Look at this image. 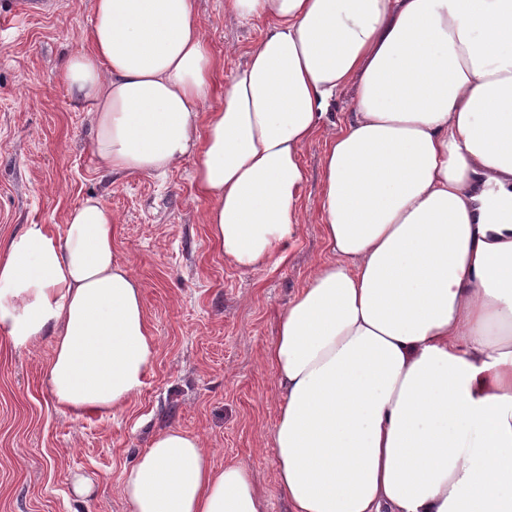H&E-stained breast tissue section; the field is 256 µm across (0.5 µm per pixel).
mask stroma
<instances>
[{"label":"stroma","instance_id":"1","mask_svg":"<svg viewBox=\"0 0 512 512\" xmlns=\"http://www.w3.org/2000/svg\"><path fill=\"white\" fill-rule=\"evenodd\" d=\"M94 0H50L22 13L0 0V245L28 224L64 233L68 210L96 196L114 215V245L142 287L157 355L122 410L76 416L51 398L42 368L50 340L14 347L0 335V512H127L123 471L162 429L197 435L216 466L249 471L269 505L288 512L271 433L283 396L265 360L279 319L327 256L322 236L324 137L304 150L302 224L287 259L256 271L225 260L204 222L195 157L166 176L97 166L87 110L62 79ZM214 60L211 105L246 61L266 20L238 25L227 0H197ZM81 474L92 495L74 494Z\"/></svg>","mask_w":512,"mask_h":512}]
</instances>
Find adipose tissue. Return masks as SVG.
I'll list each match as a JSON object with an SVG mask.
<instances>
[{"mask_svg":"<svg viewBox=\"0 0 512 512\" xmlns=\"http://www.w3.org/2000/svg\"><path fill=\"white\" fill-rule=\"evenodd\" d=\"M268 18L209 104L196 0H94L64 82L100 168L166 175L195 155L224 256L284 261L301 156L325 137L328 258L283 312L266 360L283 394L272 443L290 512H512V0H229ZM352 91L351 114L326 125ZM90 196L63 236L0 247V333L52 337L73 414L123 409L157 342L142 289ZM128 512H267L254 477L202 440L155 434L122 475Z\"/></svg>","mask_w":512,"mask_h":512,"instance_id":"adipose-tissue-1","label":"adipose tissue"}]
</instances>
